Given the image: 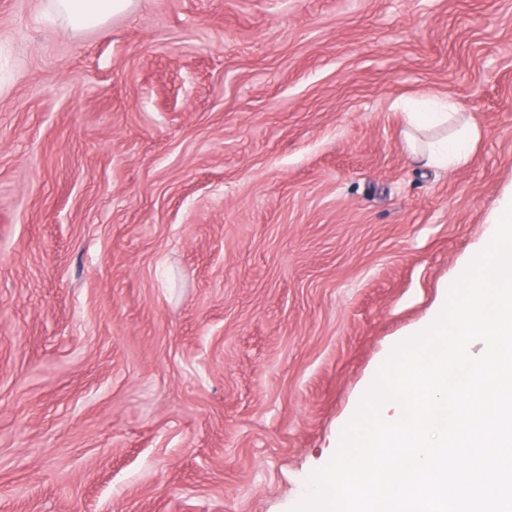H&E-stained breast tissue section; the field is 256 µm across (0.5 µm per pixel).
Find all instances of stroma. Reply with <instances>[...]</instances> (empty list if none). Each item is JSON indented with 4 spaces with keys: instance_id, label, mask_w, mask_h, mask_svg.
<instances>
[{
    "instance_id": "stroma-1",
    "label": "stroma",
    "mask_w": 512,
    "mask_h": 512,
    "mask_svg": "<svg viewBox=\"0 0 512 512\" xmlns=\"http://www.w3.org/2000/svg\"><path fill=\"white\" fill-rule=\"evenodd\" d=\"M52 5L0 0V512H292L512 194V0ZM57 9L66 17L72 29L88 25H103L131 13L136 0H54ZM463 109V105L457 98L448 95L447 99H428L423 102L421 112L409 113L413 114L415 125L423 129L446 123L453 114ZM480 132L475 127L466 128L457 139L445 141H427L418 145L415 138L411 140V148L428 166H453L463 162L466 154L462 143L477 140Z\"/></svg>"
}]
</instances>
